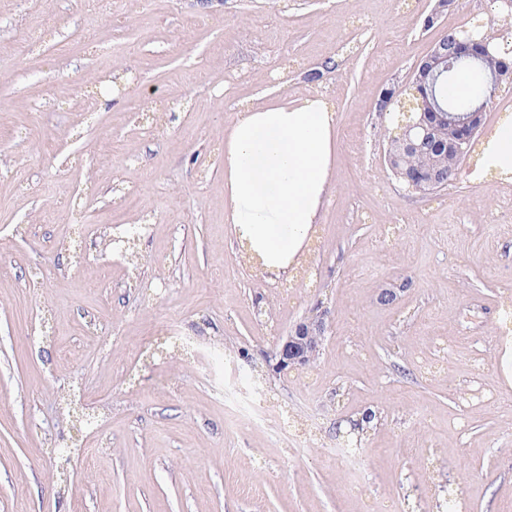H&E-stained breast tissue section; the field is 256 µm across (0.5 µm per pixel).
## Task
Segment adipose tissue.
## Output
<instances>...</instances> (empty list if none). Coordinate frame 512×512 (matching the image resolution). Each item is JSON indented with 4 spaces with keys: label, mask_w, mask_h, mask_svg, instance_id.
Masks as SVG:
<instances>
[{
    "label": "adipose tissue",
    "mask_w": 512,
    "mask_h": 512,
    "mask_svg": "<svg viewBox=\"0 0 512 512\" xmlns=\"http://www.w3.org/2000/svg\"><path fill=\"white\" fill-rule=\"evenodd\" d=\"M336 113L315 94L245 106L224 130V220L269 274L287 273L333 190Z\"/></svg>",
    "instance_id": "adipose-tissue-1"
}]
</instances>
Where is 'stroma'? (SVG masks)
<instances>
[{
  "instance_id": "1",
  "label": "stroma",
  "mask_w": 512,
  "mask_h": 512,
  "mask_svg": "<svg viewBox=\"0 0 512 512\" xmlns=\"http://www.w3.org/2000/svg\"><path fill=\"white\" fill-rule=\"evenodd\" d=\"M434 5L0 0V512H512V173L474 152L422 196L384 161L382 91L448 28L502 33ZM315 92L335 190L270 277L224 221V129ZM317 307V362L274 371Z\"/></svg>"
}]
</instances>
